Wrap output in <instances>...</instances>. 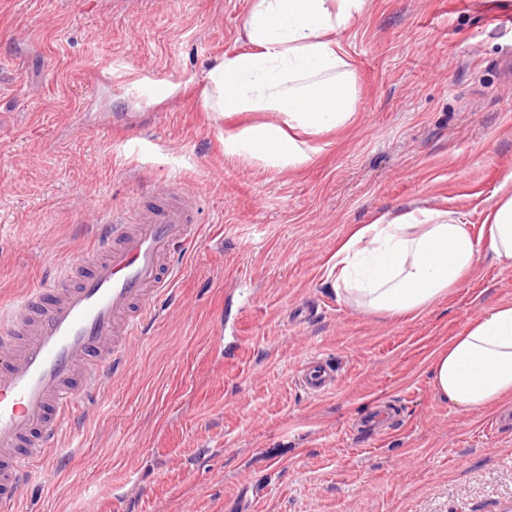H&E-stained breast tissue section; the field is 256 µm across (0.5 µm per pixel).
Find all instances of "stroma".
Masks as SVG:
<instances>
[{"label": "stroma", "instance_id": "1", "mask_svg": "<svg viewBox=\"0 0 512 512\" xmlns=\"http://www.w3.org/2000/svg\"><path fill=\"white\" fill-rule=\"evenodd\" d=\"M248 0H0V309L82 255L108 216L180 182L200 235L59 449L7 512H507L512 400L469 412L429 367L512 302L483 259L416 316L367 313L325 282L353 225L415 207L480 232L512 174V0H370L344 35L360 76L344 130L271 169L225 155L246 113L204 108ZM170 80L144 98L143 74ZM328 356L336 383H296ZM398 413L366 432L382 403Z\"/></svg>", "mask_w": 512, "mask_h": 512}]
</instances>
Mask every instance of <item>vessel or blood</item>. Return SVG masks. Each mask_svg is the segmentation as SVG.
Wrapping results in <instances>:
<instances>
[{"label":"vessel or blood","mask_w":512,"mask_h":512,"mask_svg":"<svg viewBox=\"0 0 512 512\" xmlns=\"http://www.w3.org/2000/svg\"><path fill=\"white\" fill-rule=\"evenodd\" d=\"M163 203L102 224L93 253L64 265L49 283L16 300L0 328V501L16 503L28 472L43 466L83 392L104 388L152 301L173 288L175 247L197 235L195 210L179 183ZM336 372L324 358L302 370L300 387L318 396Z\"/></svg>","instance_id":"obj_1"}]
</instances>
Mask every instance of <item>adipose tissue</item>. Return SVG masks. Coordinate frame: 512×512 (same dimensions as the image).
I'll list each match as a JSON object with an SVG mask.
<instances>
[{
  "instance_id": "1",
  "label": "adipose tissue",
  "mask_w": 512,
  "mask_h": 512,
  "mask_svg": "<svg viewBox=\"0 0 512 512\" xmlns=\"http://www.w3.org/2000/svg\"><path fill=\"white\" fill-rule=\"evenodd\" d=\"M369 0H249L239 50L206 74L208 111L224 117L269 113L268 121L224 139V152L298 169L312 159L305 136L353 121L359 75L343 32ZM512 267V189L502 188L480 235L458 212L416 208L355 225L329 259L337 294L369 312L408 316L457 287L483 253ZM431 384L464 410H487L512 396V303L488 307L452 336L430 366Z\"/></svg>"
}]
</instances>
